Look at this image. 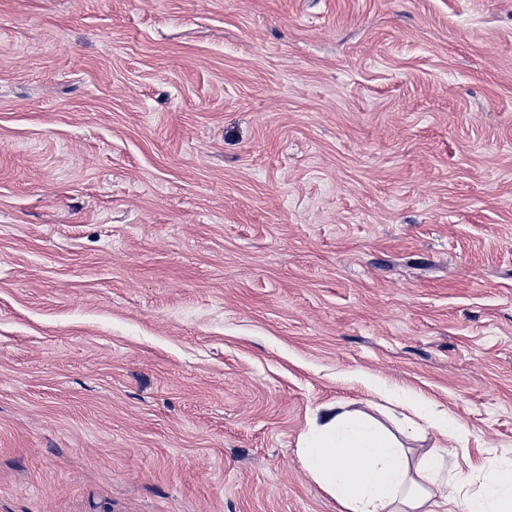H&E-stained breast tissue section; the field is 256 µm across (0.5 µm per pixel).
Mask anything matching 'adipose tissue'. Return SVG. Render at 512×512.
Here are the masks:
<instances>
[{
    "instance_id": "ef3b65f1",
    "label": "adipose tissue",
    "mask_w": 512,
    "mask_h": 512,
    "mask_svg": "<svg viewBox=\"0 0 512 512\" xmlns=\"http://www.w3.org/2000/svg\"><path fill=\"white\" fill-rule=\"evenodd\" d=\"M299 453L345 512H512L511 461L489 469L468 495L470 474L449 472L444 453L411 460L392 433L359 411L326 407Z\"/></svg>"
}]
</instances>
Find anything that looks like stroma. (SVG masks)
<instances>
[{"label": "stroma", "mask_w": 512, "mask_h": 512, "mask_svg": "<svg viewBox=\"0 0 512 512\" xmlns=\"http://www.w3.org/2000/svg\"><path fill=\"white\" fill-rule=\"evenodd\" d=\"M410 400L512 457V0H0V512H342Z\"/></svg>", "instance_id": "35a3bbf8"}]
</instances>
